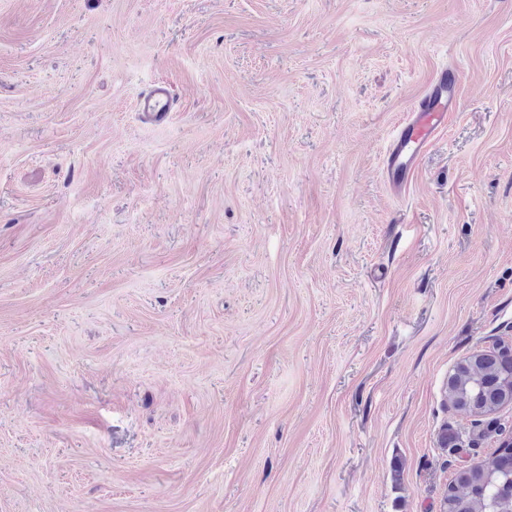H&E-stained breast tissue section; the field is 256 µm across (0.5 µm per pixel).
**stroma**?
<instances>
[{"label":"stroma","instance_id":"1","mask_svg":"<svg viewBox=\"0 0 512 512\" xmlns=\"http://www.w3.org/2000/svg\"><path fill=\"white\" fill-rule=\"evenodd\" d=\"M504 346L512 0H0V512H441ZM457 88V73L442 71L429 92L411 107L383 161L382 177L392 189L401 190L408 183L425 148L440 129L447 127L451 113L458 110ZM171 104V87L164 83H157L148 93L139 98L137 110L143 112L144 115L156 123H163L169 117ZM502 348L494 357L475 354L457 363L449 377L454 404L487 415L503 407L505 395L512 391V358Z\"/></svg>","mask_w":512,"mask_h":512}]
</instances>
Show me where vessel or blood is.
Masks as SVG:
<instances>
[{
    "label": "vessel or blood",
    "mask_w": 512,
    "mask_h": 512,
    "mask_svg": "<svg viewBox=\"0 0 512 512\" xmlns=\"http://www.w3.org/2000/svg\"><path fill=\"white\" fill-rule=\"evenodd\" d=\"M171 104L170 86L158 83L139 98L137 109L162 123L169 117ZM458 107V75L452 70L441 72L429 92L412 106L386 150L382 177L392 189L401 190L408 183L425 148L447 127L449 116Z\"/></svg>",
    "instance_id": "vessel-or-blood-1"
}]
</instances>
